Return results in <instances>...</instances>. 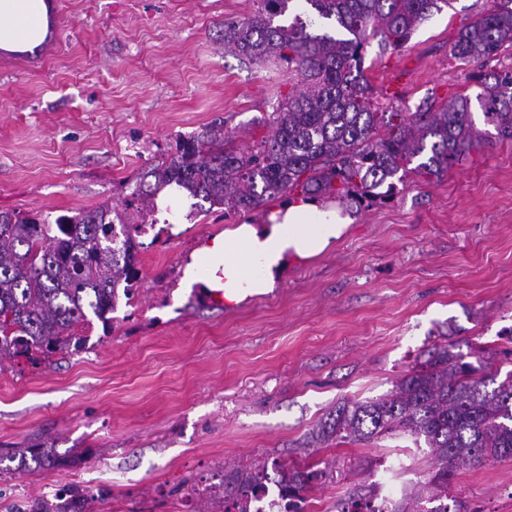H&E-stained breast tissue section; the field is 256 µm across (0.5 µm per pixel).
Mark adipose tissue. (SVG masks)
I'll return each instance as SVG.
<instances>
[{
    "instance_id": "1",
    "label": "adipose tissue",
    "mask_w": 512,
    "mask_h": 512,
    "mask_svg": "<svg viewBox=\"0 0 512 512\" xmlns=\"http://www.w3.org/2000/svg\"><path fill=\"white\" fill-rule=\"evenodd\" d=\"M54 24L53 0H0V53L24 55L44 43ZM349 216L335 206L301 198L275 210L263 228L239 224L204 247L210 269L206 287L223 289L241 303L275 286L287 261L306 260L329 249L345 233Z\"/></svg>"
}]
</instances>
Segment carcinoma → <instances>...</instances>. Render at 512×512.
<instances>
[{
    "label": "carcinoma",
    "mask_w": 512,
    "mask_h": 512,
    "mask_svg": "<svg viewBox=\"0 0 512 512\" xmlns=\"http://www.w3.org/2000/svg\"><path fill=\"white\" fill-rule=\"evenodd\" d=\"M260 0L254 15L224 22V47L258 63L276 59L295 72L301 88L288 94L262 124L267 133L254 146L236 144L214 122L178 140L175 152L140 177L137 211L155 210L154 200L176 186L193 206L224 212L253 210L295 191L309 199L374 202L396 190L391 178L412 173L445 175L492 138L512 141V69L474 75V94H458L435 112L396 108L379 112L365 76L371 41L381 51L397 49L440 3L450 0ZM512 48V0L494 5L464 24L451 45L462 62L486 61ZM492 130L477 127L474 115ZM427 160L409 167L414 158ZM110 207L60 215L0 211V357L47 356L83 348L68 330L87 312L106 325L119 295L131 299L139 280L135 236ZM476 363L437 347L411 368L388 395L343 403L329 414L315 439L351 442L407 435L433 453L426 481L404 488L389 512H422L421 503L448 496L461 468L512 458V371ZM8 460L17 471L75 467L82 454L26 448ZM279 472L288 512H302L304 492L324 476L314 465L285 468L277 462L224 472V509L249 512L250 498ZM78 512L98 500L78 486L63 489ZM372 497L350 496L336 512L371 508Z\"/></svg>",
    "instance_id": "carcinoma-1"
}]
</instances>
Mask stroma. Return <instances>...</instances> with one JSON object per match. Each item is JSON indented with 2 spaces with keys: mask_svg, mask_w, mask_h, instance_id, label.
<instances>
[{
  "mask_svg": "<svg viewBox=\"0 0 512 512\" xmlns=\"http://www.w3.org/2000/svg\"><path fill=\"white\" fill-rule=\"evenodd\" d=\"M493 0H453L401 48L370 46L375 102L443 105L472 92L474 64L450 55L460 26ZM258 0H54L56 25L35 53L0 54V209L51 216L123 210L142 172L214 119L254 145L287 98V65H252L224 47V22ZM268 203L182 223L155 212L141 279L83 350L35 367L0 358V455L41 444L80 465L0 476V512L67 485L103 490L94 512H218L200 491L227 468L279 458L328 475L305 512H336L356 490L425 479L429 451L406 439L329 440L310 432L344 401L392 391L435 345L495 351L512 328V142L493 140L446 176L408 178L390 199L348 209L331 249L292 264L272 291L226 307L200 291L211 237L266 223ZM449 498L471 512H512V460L458 470Z\"/></svg>",
  "mask_w": 512,
  "mask_h": 512,
  "instance_id": "35a3bbf8",
  "label": "stroma"
}]
</instances>
